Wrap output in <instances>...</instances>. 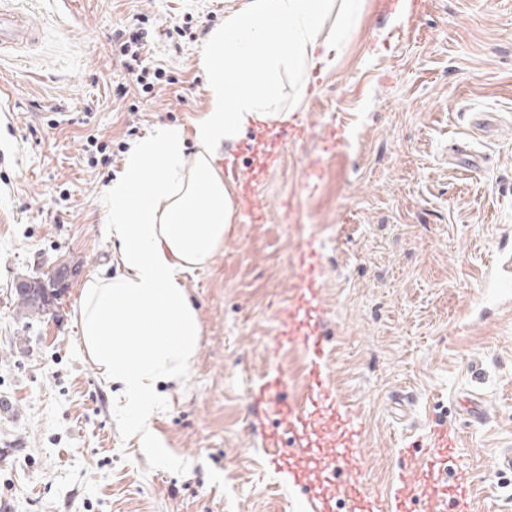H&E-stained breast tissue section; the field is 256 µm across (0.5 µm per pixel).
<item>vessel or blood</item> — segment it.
Instances as JSON below:
<instances>
[{
	"label": "vessel or blood",
	"instance_id": "1",
	"mask_svg": "<svg viewBox=\"0 0 512 512\" xmlns=\"http://www.w3.org/2000/svg\"><path fill=\"white\" fill-rule=\"evenodd\" d=\"M41 26L21 11L15 0H0V56L38 42ZM224 177L239 190L240 210L250 221H263L257 197V175L224 159ZM298 286L294 299L278 311L280 331L269 355L289 345L307 358L305 384L294 390L287 372L265 374L252 387L256 414L275 418L276 427L262 431L267 462L289 488L302 489L298 512H336L337 502L349 512H469L471 481L461 460L454 430L430 431L423 460H404L386 496L365 485V463L358 449V410L341 406L328 375L326 338L319 293L324 263L312 239H304L294 257Z\"/></svg>",
	"mask_w": 512,
	"mask_h": 512
}]
</instances>
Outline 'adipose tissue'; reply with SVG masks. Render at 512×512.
<instances>
[{
	"label": "adipose tissue",
	"instance_id": "1",
	"mask_svg": "<svg viewBox=\"0 0 512 512\" xmlns=\"http://www.w3.org/2000/svg\"><path fill=\"white\" fill-rule=\"evenodd\" d=\"M333 2L248 0L225 16L205 49V115L192 131L166 126L136 141L107 187L104 222L119 272L84 283L80 326L94 363L122 386L121 411L138 443L155 440L159 383L180 381L196 362L200 327L185 276L223 248L236 210L217 165L220 151L253 127L288 122L283 75L334 68L333 46L320 36ZM250 59L260 66L249 78L240 70Z\"/></svg>",
	"mask_w": 512,
	"mask_h": 512
}]
</instances>
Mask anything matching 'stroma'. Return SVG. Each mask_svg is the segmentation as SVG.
<instances>
[{"instance_id":"stroma-1","label":"stroma","mask_w":512,"mask_h":512,"mask_svg":"<svg viewBox=\"0 0 512 512\" xmlns=\"http://www.w3.org/2000/svg\"><path fill=\"white\" fill-rule=\"evenodd\" d=\"M247 2L23 0L44 38L0 58V512H290V489L263 474L247 393L305 232L325 264L328 371L363 419L368 487L386 494L399 448L422 452L447 425L474 512H507L512 472L494 463L512 448V299L487 284L512 238V0H419L411 20L358 0L335 67L304 86L284 77L310 136L261 175L263 222L235 214L212 263L187 274L200 350L186 381L158 387L154 445L129 436L119 385L90 360L80 294L109 271L106 187L131 143L206 113L208 33ZM132 22L168 80L119 101L128 77L109 36ZM173 25L198 39L173 45ZM333 125L337 154L323 150ZM314 151L323 170L298 192ZM57 270L67 286L51 314H24L18 282ZM466 396L486 423L465 415Z\"/></svg>"}]
</instances>
